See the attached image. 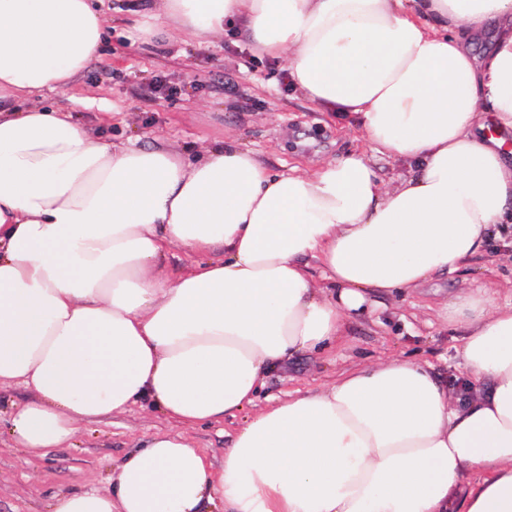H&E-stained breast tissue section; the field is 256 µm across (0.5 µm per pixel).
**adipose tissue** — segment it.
Here are the masks:
<instances>
[{
	"instance_id": "adipose-tissue-1",
	"label": "adipose tissue",
	"mask_w": 512,
	"mask_h": 512,
	"mask_svg": "<svg viewBox=\"0 0 512 512\" xmlns=\"http://www.w3.org/2000/svg\"><path fill=\"white\" fill-rule=\"evenodd\" d=\"M172 36L236 22L297 92L401 161L275 172L235 139L189 160L105 143L49 108L97 57L94 0H0V390L39 457L151 402L180 426L108 490L51 512H512V298L460 291L461 379L402 357L250 415L213 466L185 429L236 416L269 370L328 348L369 295L409 291L512 237V0H160ZM199 255L172 276L170 248ZM321 269L314 283L310 261Z\"/></svg>"
}]
</instances>
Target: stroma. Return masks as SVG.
I'll return each mask as SVG.
<instances>
[{"label": "stroma", "instance_id": "35a3bbf8", "mask_svg": "<svg viewBox=\"0 0 512 512\" xmlns=\"http://www.w3.org/2000/svg\"><path fill=\"white\" fill-rule=\"evenodd\" d=\"M43 103L73 110L88 130L114 144L131 140L146 148L162 141L192 157L201 146L232 136L276 171L295 164L311 169L364 145L359 131L341 129L294 92L284 65L260 57L236 28L209 43L187 33L170 43L148 9L136 26L114 23L99 57L68 90L47 93ZM489 282L512 287V260L498 240L466 271L436 276L407 294L378 297L366 314L347 321L330 348L273 370L256 407L272 396L323 388L346 371L392 356L426 359L460 373L464 332L446 327L440 315L460 290ZM29 397L21 386L0 392V512H48L56 493L107 488L127 453L159 432L185 433L221 465L241 423L228 417L184 432L157 407L136 404L82 423L71 445L31 458L15 448L10 434L14 408Z\"/></svg>", "mask_w": 512, "mask_h": 512}]
</instances>
